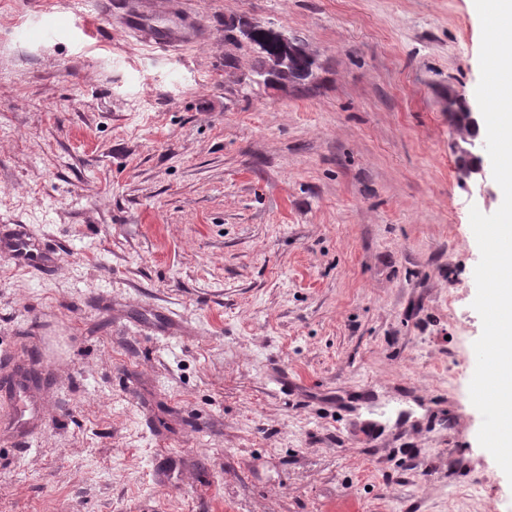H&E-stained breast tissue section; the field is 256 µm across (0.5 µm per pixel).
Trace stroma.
Segmentation results:
<instances>
[{"label": "stroma", "mask_w": 512, "mask_h": 512, "mask_svg": "<svg viewBox=\"0 0 512 512\" xmlns=\"http://www.w3.org/2000/svg\"><path fill=\"white\" fill-rule=\"evenodd\" d=\"M244 23L317 81L255 83ZM480 44L473 0H0V222L55 258L0 250V512H512L469 395L503 192L448 122ZM270 36L277 39L285 48L283 52L271 56L270 64L263 76V83L269 86L287 87L291 83L284 78L292 67V61L297 56L307 58L312 65L307 71V81L310 83L315 79V58L300 45L295 38L289 37L280 31L270 29ZM462 142L465 145L455 144L458 152L477 156L479 162L475 165L459 167L457 170L458 178L463 182L470 181L484 184L486 182L487 166L490 162L485 150V142L476 139L462 140ZM6 248L19 266L50 268L47 254L38 241L27 233H15L6 242Z\"/></svg>", "instance_id": "35a3bbf8"}]
</instances>
